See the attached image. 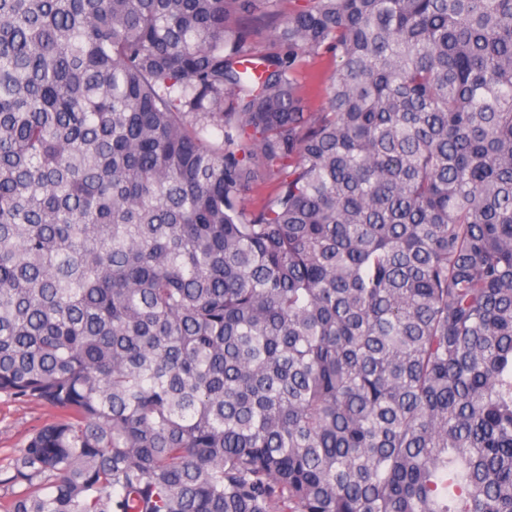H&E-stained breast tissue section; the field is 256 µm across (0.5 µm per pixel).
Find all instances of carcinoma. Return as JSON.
Wrapping results in <instances>:
<instances>
[{
  "label": "carcinoma",
  "instance_id": "cac0c4a2",
  "mask_svg": "<svg viewBox=\"0 0 512 512\" xmlns=\"http://www.w3.org/2000/svg\"><path fill=\"white\" fill-rule=\"evenodd\" d=\"M259 2L0 0V512H512V0ZM43 406L0 398V459L21 448L28 432L49 419Z\"/></svg>",
  "mask_w": 512,
  "mask_h": 512
}]
</instances>
